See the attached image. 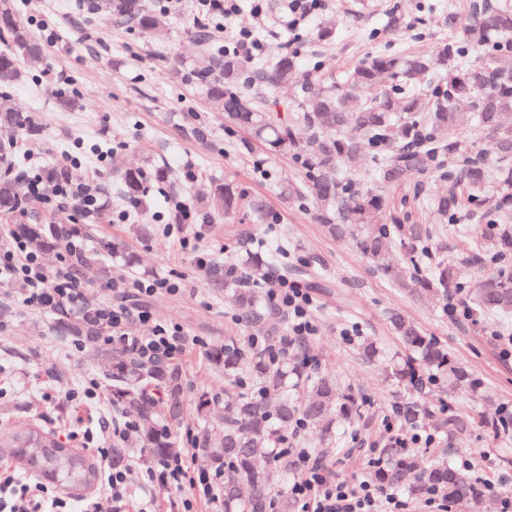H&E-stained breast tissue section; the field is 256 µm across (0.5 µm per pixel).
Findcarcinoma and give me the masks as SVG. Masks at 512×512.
<instances>
[{
	"label": "carcinoma",
	"mask_w": 512,
	"mask_h": 512,
	"mask_svg": "<svg viewBox=\"0 0 512 512\" xmlns=\"http://www.w3.org/2000/svg\"><path fill=\"white\" fill-rule=\"evenodd\" d=\"M468 10L464 20L448 16L463 28L465 38L441 41L435 56L381 53L356 66L339 85L326 84L313 72L299 75L290 53H280L271 63L256 67L249 80L240 58L226 53L214 68L202 72V79L207 97L224 112V122L249 130L266 149L301 163L305 180L284 186V200L309 199L318 221L332 236L351 238L373 268L396 287L435 301L461 289L457 264L433 251L432 230L390 205L385 189L407 183L413 174L441 170L447 160L455 161V167L446 172L451 181L448 192L428 198L417 185L411 202L401 205H428L438 223L446 224L468 218L466 204L489 202L487 222L476 231L480 241L476 258L480 263L494 262L496 269L475 281L469 297L476 311L509 316L512 70L501 68L499 58L512 52V3L471 0ZM106 14L116 23L133 24L156 37L167 32L164 17L143 0H110ZM0 30L8 32L12 42L10 50L0 52V89H8L27 78L21 59L36 61L44 48L31 37L11 0H0ZM383 73L396 83L380 91L376 80ZM246 81L265 87L297 85L292 116L285 117L260 97L242 91L240 85ZM0 128L29 138L42 130L34 113L9 110L0 111ZM366 144L374 148L372 183L336 177ZM119 177L126 195H143V170L126 169ZM204 203L211 211L228 215L238 208L240 194L231 181L215 183ZM21 204L19 183L7 174L0 176V221L14 217ZM10 232L42 253L58 246L55 224L18 219L11 223ZM106 247L126 266L138 264L137 253L124 242L110 241ZM238 263L252 279L270 274V261L258 246L246 248ZM76 264L88 283L101 271L95 253L79 256ZM211 283L234 300L244 322L265 319L266 306L255 289L215 273ZM391 324L417 353L422 370L447 372L454 387L469 380L466 369L454 364L440 344L422 336L405 318L394 314ZM59 325L108 365L112 405L142 421L130 439L112 444V465H123L132 448L141 449L147 459L176 452L175 432L186 414L183 368L175 361L145 360L130 349L100 343L108 326L93 312L74 319L62 316ZM208 359L234 386L224 391V405L232 412L228 419L213 418V400L206 393L195 404L196 416L207 424L199 449L213 468L224 472V512H291L288 497L271 496L269 475L258 460L273 457L282 434L297 421L329 433L337 420L357 414V401L337 397L330 378L286 359L274 362L226 343L212 346ZM421 414L420 405L408 401L400 417L411 426ZM0 447L29 471L65 487H90L100 479L93 461L38 425L8 426L0 435ZM380 453L384 465L374 471L373 478L383 487L405 488L413 496L439 491L455 502L474 492L466 473L442 459L420 470L405 448L390 446Z\"/></svg>",
	"instance_id": "carcinoma-1"
}]
</instances>
